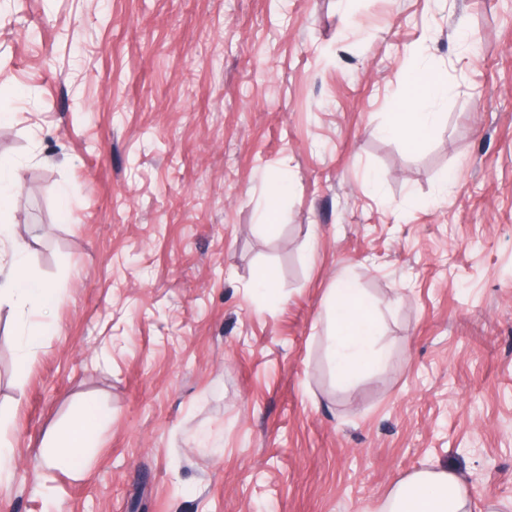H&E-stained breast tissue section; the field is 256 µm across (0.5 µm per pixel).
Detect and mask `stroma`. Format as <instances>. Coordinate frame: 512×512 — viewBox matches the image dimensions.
Returning a JSON list of instances; mask_svg holds the SVG:
<instances>
[{"label":"stroma","mask_w":512,"mask_h":512,"mask_svg":"<svg viewBox=\"0 0 512 512\" xmlns=\"http://www.w3.org/2000/svg\"><path fill=\"white\" fill-rule=\"evenodd\" d=\"M419 65L438 126L383 134ZM0 154V254L57 291L25 356L0 305V512H380L441 469L512 512V0H0ZM346 274L386 354L350 385ZM15 162L11 158H0V241L9 238L14 224L12 215L17 206L18 192L14 178ZM329 307L334 320L327 346L329 357L338 379L352 384L365 367L379 365L385 358L384 352L375 347L376 319L350 275L337 281ZM101 420L97 403L92 399L85 400L66 429L47 437L45 448L50 451L42 456L43 464L53 466L60 463L61 458L71 457L81 448H91L92 437L98 431Z\"/></svg>","instance_id":"obj_1"}]
</instances>
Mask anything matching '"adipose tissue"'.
<instances>
[{"mask_svg": "<svg viewBox=\"0 0 512 512\" xmlns=\"http://www.w3.org/2000/svg\"><path fill=\"white\" fill-rule=\"evenodd\" d=\"M403 80L406 93L385 132L414 137L436 127L439 117L430 107L445 96L447 83L441 72L427 66L407 71ZM29 265L28 251L14 247L6 265V286L0 289V301L13 304L25 324V332L19 339L23 348L37 336L40 327L37 316L47 300L56 294L54 288L30 279ZM329 307L334 320V331L328 340L329 357L338 379L349 384L365 367L381 364L385 358L384 352L375 347L376 319L371 305L348 276L337 281L329 298ZM101 420L97 403L85 400L66 429L48 436L47 451L42 457L44 464L56 465L62 456H71L90 447ZM386 512H469V500L452 472L422 471L394 490L386 504Z\"/></svg>", "mask_w": 512, "mask_h": 512, "instance_id": "ef3b65f1", "label": "adipose tissue"}]
</instances>
